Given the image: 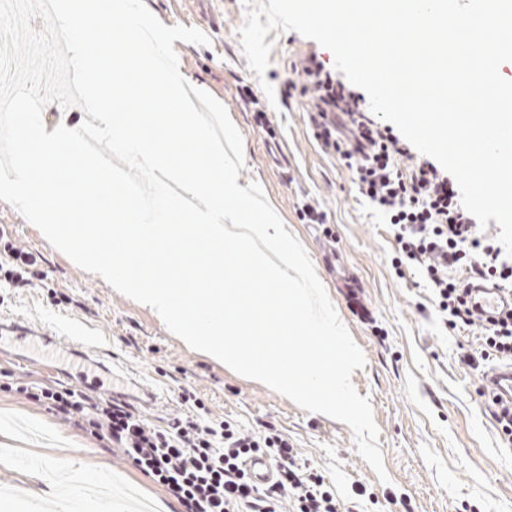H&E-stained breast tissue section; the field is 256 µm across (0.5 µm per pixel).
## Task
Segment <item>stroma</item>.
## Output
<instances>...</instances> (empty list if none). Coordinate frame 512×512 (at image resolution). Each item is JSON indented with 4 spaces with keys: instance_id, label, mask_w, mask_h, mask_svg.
I'll list each match as a JSON object with an SVG mask.
<instances>
[{
    "instance_id": "stroma-1",
    "label": "stroma",
    "mask_w": 512,
    "mask_h": 512,
    "mask_svg": "<svg viewBox=\"0 0 512 512\" xmlns=\"http://www.w3.org/2000/svg\"><path fill=\"white\" fill-rule=\"evenodd\" d=\"M165 25L205 33L210 43H179L180 68L227 108L244 141L243 182H259L291 233L304 245L317 275L366 357L354 385L368 397L379 447L390 477L379 481L356 450L344 423L300 409L259 382L245 378L185 345L135 301L77 267L39 229L0 201V225L17 246L41 253L33 283L0 281V321L23 322L31 340L0 337V491L13 512H62L53 491L70 489L100 470L111 486L84 491V512H180L177 500L97 438L53 410L10 390L8 381H32L81 390L102 382L107 394L142 407L155 425L193 411L191 392L208 419L244 429L271 425L288 437L299 463L322 475L349 512H512V451L485 390L494 360L472 364L480 330L445 327L421 273L392 267L397 245L389 224L360 195L338 156L325 151L309 125L301 62L312 52L333 56L293 31H271L265 73L276 106L256 111L263 97L250 71L239 29L246 0H145ZM312 205L324 223H310Z\"/></svg>"
}]
</instances>
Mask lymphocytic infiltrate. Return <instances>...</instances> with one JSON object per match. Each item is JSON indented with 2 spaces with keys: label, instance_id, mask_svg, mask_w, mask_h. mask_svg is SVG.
Here are the masks:
<instances>
[{
  "label": "lymphocytic infiltrate",
  "instance_id": "f902f5d3",
  "mask_svg": "<svg viewBox=\"0 0 512 512\" xmlns=\"http://www.w3.org/2000/svg\"><path fill=\"white\" fill-rule=\"evenodd\" d=\"M301 96L322 147L337 153L359 192L390 224L402 264L424 271L440 310L452 328L474 324L465 289L449 279L452 268L471 278L512 283V261L496 235L480 229L462 204L454 181L370 114L364 96L327 69L317 56L302 66ZM41 255L15 245L0 225V278L30 285ZM35 400L107 441L155 483L166 488L184 512H340V501L324 479L297 462V453L276 429L255 432L228 420L174 418L167 427L149 425L125 404L74 391L38 388ZM266 457L275 477L259 486L245 462Z\"/></svg>",
  "mask_w": 512,
  "mask_h": 512
}]
</instances>
